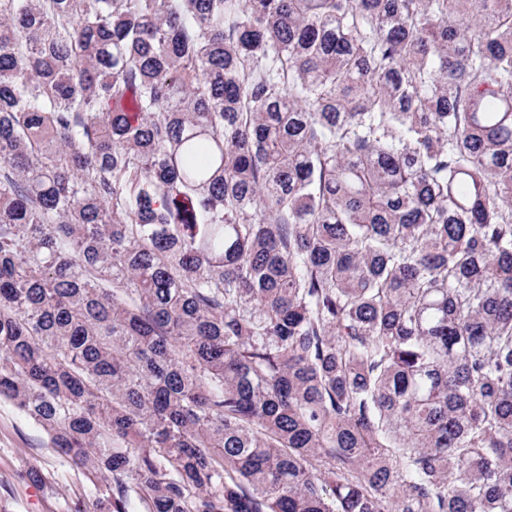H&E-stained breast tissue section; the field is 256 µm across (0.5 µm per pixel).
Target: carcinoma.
<instances>
[{
  "label": "carcinoma",
  "instance_id": "carcinoma-1",
  "mask_svg": "<svg viewBox=\"0 0 512 512\" xmlns=\"http://www.w3.org/2000/svg\"><path fill=\"white\" fill-rule=\"evenodd\" d=\"M95 512H512V0H0V404Z\"/></svg>",
  "mask_w": 512,
  "mask_h": 512
}]
</instances>
